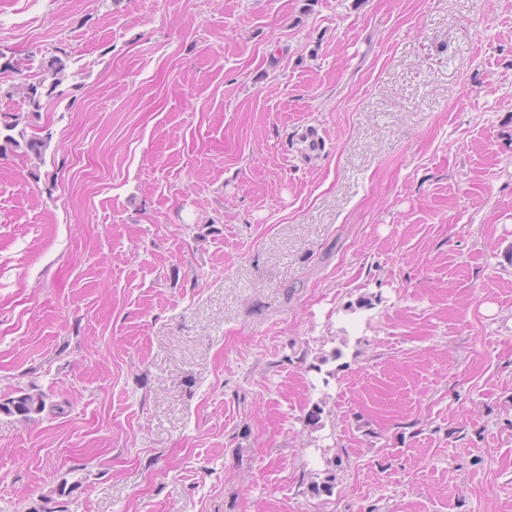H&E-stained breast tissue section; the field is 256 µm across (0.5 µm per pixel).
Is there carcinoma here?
I'll return each mask as SVG.
<instances>
[{"label": "carcinoma", "mask_w": 512, "mask_h": 512, "mask_svg": "<svg viewBox=\"0 0 512 512\" xmlns=\"http://www.w3.org/2000/svg\"><path fill=\"white\" fill-rule=\"evenodd\" d=\"M70 61L71 54L64 48H58L56 54L41 62L33 81L0 86V98L12 99L18 96L27 106L26 112L13 113L3 121L5 134H0V158L21 155L45 162L50 137L28 133L30 119L39 115L43 109V98L52 96L71 77ZM46 400L47 394L43 392L24 393L0 403V411L27 417L44 411Z\"/></svg>", "instance_id": "cac0c4a2"}]
</instances>
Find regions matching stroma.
I'll return each mask as SVG.
<instances>
[{"label": "stroma", "instance_id": "35a3bbf8", "mask_svg": "<svg viewBox=\"0 0 512 512\" xmlns=\"http://www.w3.org/2000/svg\"><path fill=\"white\" fill-rule=\"evenodd\" d=\"M58 47L0 512H512V0H0ZM47 394L44 392L24 393L19 397L0 403V411L6 414H18L28 417L31 413H41L46 407Z\"/></svg>", "mask_w": 512, "mask_h": 512}]
</instances>
